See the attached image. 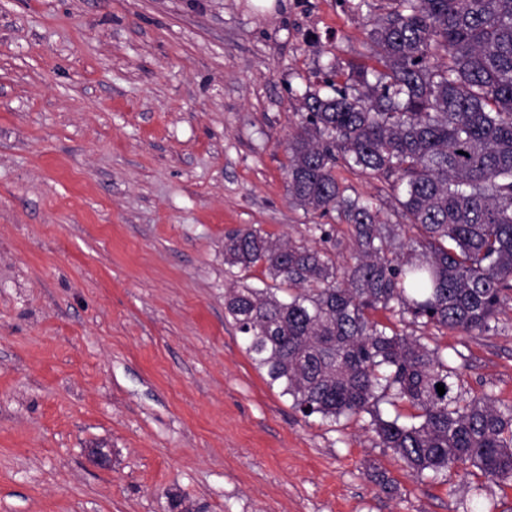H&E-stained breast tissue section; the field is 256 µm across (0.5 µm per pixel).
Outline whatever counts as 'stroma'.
Here are the masks:
<instances>
[{"label":"stroma","instance_id":"1","mask_svg":"<svg viewBox=\"0 0 512 512\" xmlns=\"http://www.w3.org/2000/svg\"><path fill=\"white\" fill-rule=\"evenodd\" d=\"M358 2L0 0V512H512V485L411 475L367 418L303 417L224 315L228 230L314 246L323 220L354 252L290 204L284 144L372 63L390 4ZM336 178L396 221L388 184ZM413 331L512 403V302L490 334Z\"/></svg>","mask_w":512,"mask_h":512}]
</instances>
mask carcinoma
Returning a JSON list of instances; mask_svg holds the SVG:
<instances>
[{
  "label": "carcinoma",
  "instance_id": "cac0c4a2",
  "mask_svg": "<svg viewBox=\"0 0 512 512\" xmlns=\"http://www.w3.org/2000/svg\"><path fill=\"white\" fill-rule=\"evenodd\" d=\"M391 2L370 31L380 67L350 65L363 92L307 93L286 143L290 203L351 224L354 263L337 262L324 224L312 225L323 247L229 230L224 311L303 416L369 415L376 446L418 476L462 465L511 483L512 404L468 396L439 348L373 313L489 333L512 301V0ZM339 162L390 183L397 223L345 194ZM258 269L262 288L236 278ZM388 398L407 420L382 417Z\"/></svg>",
  "mask_w": 512,
  "mask_h": 512
}]
</instances>
